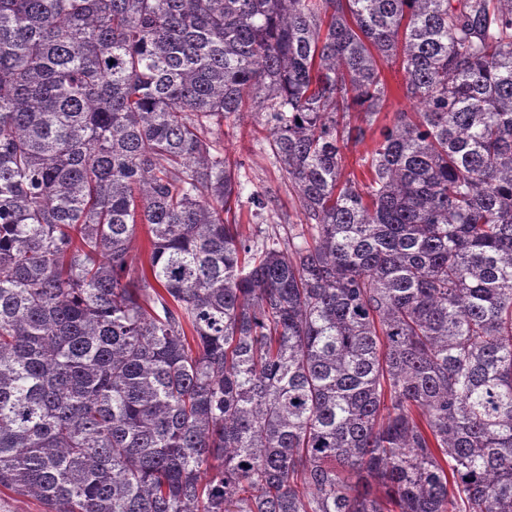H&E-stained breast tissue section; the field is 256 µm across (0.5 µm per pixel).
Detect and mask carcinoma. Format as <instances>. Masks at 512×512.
<instances>
[{
    "mask_svg": "<svg viewBox=\"0 0 512 512\" xmlns=\"http://www.w3.org/2000/svg\"><path fill=\"white\" fill-rule=\"evenodd\" d=\"M248 107L285 238L236 222ZM0 488L512 512V0H0ZM384 75L388 86V97L385 107L382 110L379 120L374 125V128L382 123L389 122L395 112L409 110L411 107V104L402 94L403 73L399 66L392 65L385 68ZM385 116H387L386 119Z\"/></svg>",
    "mask_w": 512,
    "mask_h": 512,
    "instance_id": "1",
    "label": "carcinoma"
}]
</instances>
